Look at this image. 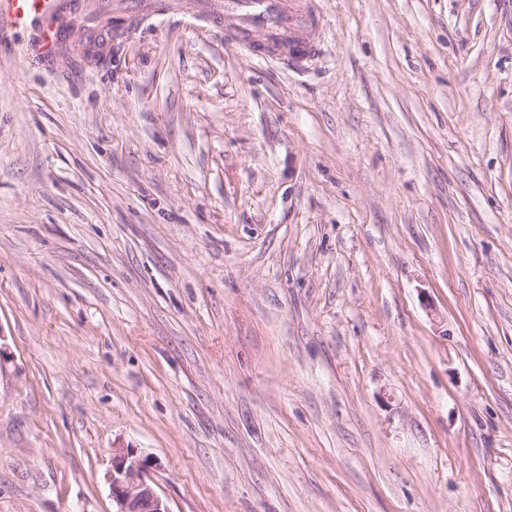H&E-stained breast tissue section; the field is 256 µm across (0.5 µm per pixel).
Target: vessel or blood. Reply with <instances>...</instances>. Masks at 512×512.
Segmentation results:
<instances>
[{"instance_id":"vessel-or-blood-1","label":"vessel or blood","mask_w":512,"mask_h":512,"mask_svg":"<svg viewBox=\"0 0 512 512\" xmlns=\"http://www.w3.org/2000/svg\"><path fill=\"white\" fill-rule=\"evenodd\" d=\"M99 0H0V32L41 22L39 42L54 53L69 29L86 27ZM201 12L223 23L226 33L250 51L297 64L317 56L323 21L317 0H202Z\"/></svg>"}]
</instances>
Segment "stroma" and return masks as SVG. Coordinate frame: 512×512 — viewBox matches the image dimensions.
Wrapping results in <instances>:
<instances>
[{
	"label": "stroma",
	"instance_id": "35a3bbf8",
	"mask_svg": "<svg viewBox=\"0 0 512 512\" xmlns=\"http://www.w3.org/2000/svg\"><path fill=\"white\" fill-rule=\"evenodd\" d=\"M320 9L0 34V512H512V0ZM318 0H204L201 13L252 52L274 60L307 63L317 56L323 38ZM259 34L275 35L268 40ZM147 459L133 448H113L107 480L113 512H170L155 490Z\"/></svg>",
	"mask_w": 512,
	"mask_h": 512
}]
</instances>
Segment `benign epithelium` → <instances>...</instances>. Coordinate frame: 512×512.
<instances>
[{
	"mask_svg": "<svg viewBox=\"0 0 512 512\" xmlns=\"http://www.w3.org/2000/svg\"><path fill=\"white\" fill-rule=\"evenodd\" d=\"M107 480L114 512H170L152 484L147 460L135 449H112Z\"/></svg>",
	"mask_w": 512,
	"mask_h": 512,
	"instance_id": "1",
	"label": "benign epithelium"
}]
</instances>
